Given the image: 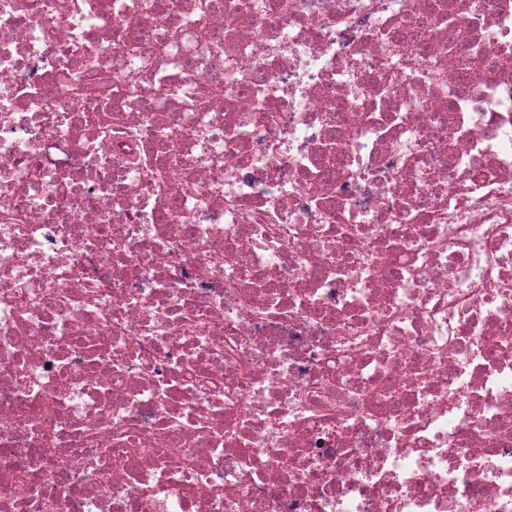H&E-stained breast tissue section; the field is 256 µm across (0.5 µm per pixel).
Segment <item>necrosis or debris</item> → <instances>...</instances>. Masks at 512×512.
Segmentation results:
<instances>
[{
	"mask_svg": "<svg viewBox=\"0 0 512 512\" xmlns=\"http://www.w3.org/2000/svg\"><path fill=\"white\" fill-rule=\"evenodd\" d=\"M279 2L0 0V512H512V0Z\"/></svg>",
	"mask_w": 512,
	"mask_h": 512,
	"instance_id": "necrosis-or-debris-1",
	"label": "necrosis or debris"
}]
</instances>
